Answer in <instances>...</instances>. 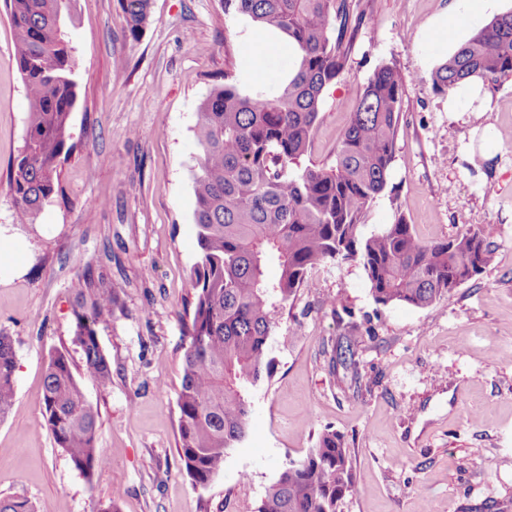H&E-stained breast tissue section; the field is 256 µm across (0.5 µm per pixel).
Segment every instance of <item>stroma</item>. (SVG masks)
<instances>
[{
	"label": "stroma",
	"instance_id": "stroma-1",
	"mask_svg": "<svg viewBox=\"0 0 512 512\" xmlns=\"http://www.w3.org/2000/svg\"><path fill=\"white\" fill-rule=\"evenodd\" d=\"M454 2L358 0L364 23L323 90L309 159L334 164L368 78L395 65L405 79L395 159L364 231L400 217L426 241L475 228L494 265L426 308L377 304L359 262L312 268L268 340L274 370L254 392L248 434L203 489L183 470L176 407L198 260L195 126L200 100L239 71L244 18L224 0H151V22L133 39L118 0H71L62 24L76 58L74 149L58 193L20 224L8 178L28 101L0 2V227L26 246L23 274L0 280V332L17 361L0 420V498L26 497L37 512H99L113 500L120 512H254L329 427L355 471L342 512H512V78L486 84L480 115L449 112L422 65L434 50L421 33ZM86 268L119 293L98 329L112 362L106 387L73 341L69 286ZM349 342L351 364L334 356ZM57 351L98 410L108 463L89 477L42 417Z\"/></svg>",
	"mask_w": 512,
	"mask_h": 512
}]
</instances>
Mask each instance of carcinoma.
<instances>
[{
    "instance_id": "1",
    "label": "carcinoma",
    "mask_w": 512,
    "mask_h": 512,
    "mask_svg": "<svg viewBox=\"0 0 512 512\" xmlns=\"http://www.w3.org/2000/svg\"><path fill=\"white\" fill-rule=\"evenodd\" d=\"M66 0H4L14 33L13 60L28 109L23 145L10 163L9 192L17 219H34L58 190L59 159L76 102L74 48L60 16ZM151 0H118L128 35L150 22ZM353 0H224V10L283 31L301 51L298 70L268 95L242 91L233 76L197 107L201 150L193 178L198 261L190 285L195 305L187 326L183 377L176 393L179 454L194 485L206 487L228 451L247 435L252 392L273 372L268 338L278 315L316 265L359 261L376 303L425 308L495 262L481 232L424 241L398 217L364 235L365 218L388 183L402 116L404 79L382 64L351 112L329 168L306 163L324 87L345 68L357 37ZM512 78V11L480 27L432 73L449 94L469 77ZM279 275H266L269 263ZM74 342L86 370L102 385L112 367L97 336L119 296L104 278L76 274ZM16 353L0 332V418L15 398ZM55 445L90 475L106 465L96 445L98 412L61 353L51 357L41 397ZM354 487L343 437L326 428L315 448L291 461L266 489L255 512H339ZM0 512H36L25 497L0 499Z\"/></svg>"
}]
</instances>
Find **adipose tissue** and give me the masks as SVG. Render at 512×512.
I'll return each instance as SVG.
<instances>
[{
    "label": "adipose tissue",
    "mask_w": 512,
    "mask_h": 512,
    "mask_svg": "<svg viewBox=\"0 0 512 512\" xmlns=\"http://www.w3.org/2000/svg\"><path fill=\"white\" fill-rule=\"evenodd\" d=\"M240 40V80L245 90L262 89L271 82L285 84L293 77L299 52L286 35L251 24L242 28Z\"/></svg>",
    "instance_id": "adipose-tissue-1"
}]
</instances>
